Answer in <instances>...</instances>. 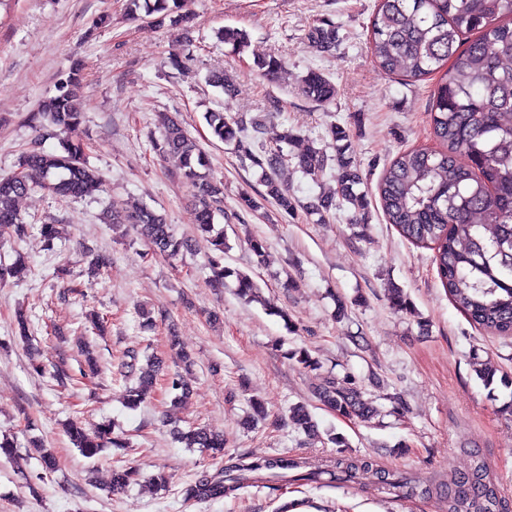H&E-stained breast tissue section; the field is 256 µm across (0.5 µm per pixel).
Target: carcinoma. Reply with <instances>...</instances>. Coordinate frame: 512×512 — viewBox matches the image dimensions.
Masks as SVG:
<instances>
[{"label": "carcinoma", "instance_id": "1", "mask_svg": "<svg viewBox=\"0 0 512 512\" xmlns=\"http://www.w3.org/2000/svg\"><path fill=\"white\" fill-rule=\"evenodd\" d=\"M133 13L144 11L150 24H169L190 35L192 18L181 11L180 0H130ZM218 37L234 50L247 43L246 32L226 28ZM323 53L336 48V34L317 27L308 35ZM370 50L385 71L420 80L441 73L430 111V121L440 150L413 149L399 154L386 169L377 186L379 200L388 223L400 235L418 246L434 250L437 273L454 306L479 329L494 336L512 337V0H378L371 23ZM255 67L274 80L284 67L275 56L257 58ZM82 68L72 65L59 80L57 93L41 101L35 120L41 137L55 138L81 122L77 104ZM302 94L325 106L336 97L335 85L318 72L308 73L301 84ZM212 135L233 146L250 167L260 170L264 187L259 197L271 200L283 213L296 208V198L279 178V166L287 157L284 146L293 134L284 129L268 135L267 126L247 123L241 116L212 110L204 114ZM336 153L309 148L297 156V167L313 180L332 173L334 194L339 204L352 211L351 223L364 224L368 218L366 197L356 190L362 178L351 158L345 156L346 130L329 128ZM159 155L179 161L180 175L191 190L196 228L210 244L209 267L213 277L224 281V232H214L215 216L224 213V182L206 175L208 159L190 138L181 121L164 115L160 135L151 138ZM84 148L60 142V150L48 152L34 145L24 152L18 171L0 175V227L12 226L19 235L26 226L16 212V201L31 191L25 170L41 173L42 187L63 198H80L102 184L101 176L82 161ZM468 162L460 164L458 155ZM114 224H132L153 254L175 258L184 242L174 235L166 215L148 206L112 216ZM123 363L126 405L137 408L154 390L159 368L150 357L138 364V355H127ZM173 399L190 392L179 373L168 378ZM324 406L360 421L377 414L373 403L363 397L350 379L326 377L314 391ZM296 425L317 434V425L308 408L295 405L290 410ZM176 439L187 448H201L213 454L224 452V436L201 426L174 430ZM72 444L85 456H95L109 444L126 446L112 436L111 427L86 429L81 423L69 425ZM361 471H369L381 492L400 496H437L446 512H503L499 485L489 478L487 467L475 460L445 486L422 487L408 482L401 472L381 468L373 460L341 455L319 467L296 455H238L230 464L213 472L203 470L184 488L188 501L210 502L236 496L258 482L287 485L345 483ZM132 467L112 470V490H122L138 481Z\"/></svg>", "mask_w": 512, "mask_h": 512}]
</instances>
